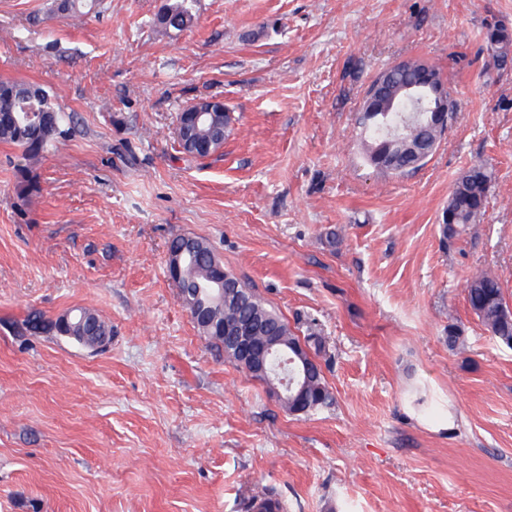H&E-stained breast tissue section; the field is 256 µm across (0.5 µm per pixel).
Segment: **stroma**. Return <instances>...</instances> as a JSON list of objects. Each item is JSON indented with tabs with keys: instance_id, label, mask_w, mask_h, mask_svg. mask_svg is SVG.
<instances>
[{
	"instance_id": "1",
	"label": "stroma",
	"mask_w": 512,
	"mask_h": 512,
	"mask_svg": "<svg viewBox=\"0 0 512 512\" xmlns=\"http://www.w3.org/2000/svg\"><path fill=\"white\" fill-rule=\"evenodd\" d=\"M0 0V81L79 123L19 192L0 142V512H512V348L471 311L487 271L512 305V56L488 25L512 0ZM439 68L455 118L405 176L364 164L357 124L384 68ZM220 99L223 148L181 150L178 114ZM483 219L440 242L472 164ZM178 234L288 321L316 324L333 405L284 411L200 334L167 274ZM95 311L101 352L29 330ZM460 332L449 345V329ZM158 14L157 23L165 31H183L192 26L194 14L191 0H165ZM486 39L493 58L504 62L512 46V33L503 25L491 24L487 28Z\"/></svg>"
}]
</instances>
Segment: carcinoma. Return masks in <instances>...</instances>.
Segmentation results:
<instances>
[{
  "label": "carcinoma",
  "mask_w": 512,
  "mask_h": 512,
  "mask_svg": "<svg viewBox=\"0 0 512 512\" xmlns=\"http://www.w3.org/2000/svg\"><path fill=\"white\" fill-rule=\"evenodd\" d=\"M87 0H56V12L62 15H79ZM194 14L191 0H165L158 14L157 23L164 31H182L192 26ZM486 39L493 58L505 61L512 47V33L500 24L487 28ZM393 85L415 82L426 83L430 78H439L436 68L423 73L417 68L404 72L384 69ZM25 86L14 81H0V141L11 143L22 152L28 165L18 169L21 191L30 193L36 185L27 179L28 166L39 163L44 153L60 138L66 137V125L73 117L60 111L42 89L32 101L20 97ZM210 121L199 126L198 136L206 142L201 156L206 157L221 149V146L206 140L210 127L229 128L233 117L224 110V104L215 103ZM445 133V128L435 126L425 112H378L376 118L363 122L360 134L365 143V159L376 169L395 176L406 175L421 163L412 159L403 141L415 143L428 141L437 144ZM492 182V171L484 163H476L466 169L458 178L448 196V204L442 210L438 232L440 241L457 233V228L480 221L486 212L488 194ZM216 265H223L211 245L200 238L195 246L183 252L181 257V279L176 285L178 294L207 295L210 275L218 274ZM225 276L238 283V290L224 293V304L213 306L216 321L250 320L262 331L268 326L278 328L282 345L266 357V367L273 375L288 377L293 383L305 386L302 398L284 399L280 406L293 415H307L333 405V397L319 365L310 363L303 369L299 362L292 360V347L303 345L312 358L321 356L325 350L322 337L311 328L303 337L292 329L288 321L270 307L264 298L245 282L227 271ZM467 301L471 310L486 326L492 337L502 344L512 347V315L509 314L503 290L498 279L487 273L471 277L466 286ZM251 509L257 512H285L284 504L271 497H260L252 501Z\"/></svg>",
  "instance_id": "carcinoma-1"
}]
</instances>
